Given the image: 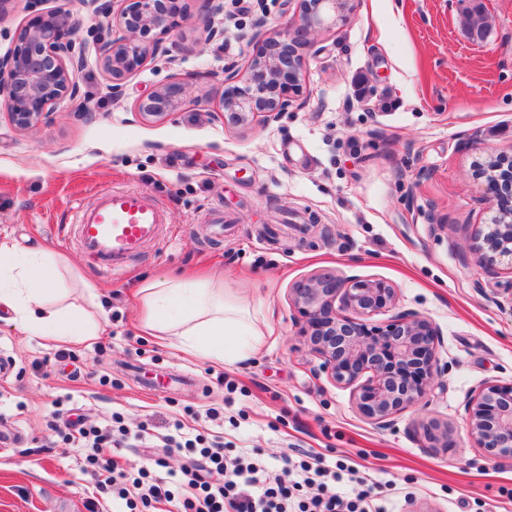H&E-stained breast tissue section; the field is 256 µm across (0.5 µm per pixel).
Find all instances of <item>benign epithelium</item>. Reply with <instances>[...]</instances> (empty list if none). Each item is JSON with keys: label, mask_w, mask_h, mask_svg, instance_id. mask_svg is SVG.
Returning a JSON list of instances; mask_svg holds the SVG:
<instances>
[{"label": "benign epithelium", "mask_w": 512, "mask_h": 512, "mask_svg": "<svg viewBox=\"0 0 512 512\" xmlns=\"http://www.w3.org/2000/svg\"><path fill=\"white\" fill-rule=\"evenodd\" d=\"M300 12L279 39L264 41L243 78L233 68L224 71V121L235 126L251 123L259 114L284 112L302 92L300 75L305 58L298 49L314 36L346 21L355 0H298ZM183 18V0H132L113 17L123 35L102 41L99 55L113 87L136 71L148 53L162 50V40ZM73 14L54 9L31 18L22 27L13 50L0 56V109L20 128L35 126L61 99L76 97L80 59L72 53ZM186 101V88L172 81L141 97L137 111L159 118ZM504 163L488 161L478 175L492 185ZM491 222L474 237L476 262L487 268L502 261L512 265V206L493 191ZM291 301L304 323L310 351L332 381L352 389L358 413L385 426L400 411L420 403L445 384L436 343L438 330L425 317L401 311L384 326L371 319L396 307V289L381 280L346 279L325 272L296 282ZM467 435L490 458L512 455V384L486 383L470 399ZM448 425L431 421L424 426L430 447H448Z\"/></svg>", "instance_id": "obj_1"}]
</instances>
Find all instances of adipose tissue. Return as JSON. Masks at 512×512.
I'll use <instances>...</instances> for the list:
<instances>
[{"instance_id":"obj_1","label":"adipose tissue","mask_w":512,"mask_h":512,"mask_svg":"<svg viewBox=\"0 0 512 512\" xmlns=\"http://www.w3.org/2000/svg\"><path fill=\"white\" fill-rule=\"evenodd\" d=\"M51 250L0 244V310L20 331L82 345L105 332L106 311L90 317L59 306L67 296ZM140 328L145 335L203 359L234 363L254 356L264 343L261 326L220 278L152 277L139 288Z\"/></svg>"}]
</instances>
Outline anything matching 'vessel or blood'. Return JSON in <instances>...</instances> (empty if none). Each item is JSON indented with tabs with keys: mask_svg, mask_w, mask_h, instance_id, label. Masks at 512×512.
I'll return each mask as SVG.
<instances>
[{
	"mask_svg": "<svg viewBox=\"0 0 512 512\" xmlns=\"http://www.w3.org/2000/svg\"><path fill=\"white\" fill-rule=\"evenodd\" d=\"M166 222L165 209L153 197L131 188L76 207L80 244L105 273L118 272L128 256L158 237Z\"/></svg>",
	"mask_w": 512,
	"mask_h": 512,
	"instance_id": "obj_1",
	"label": "vessel or blood"
}]
</instances>
